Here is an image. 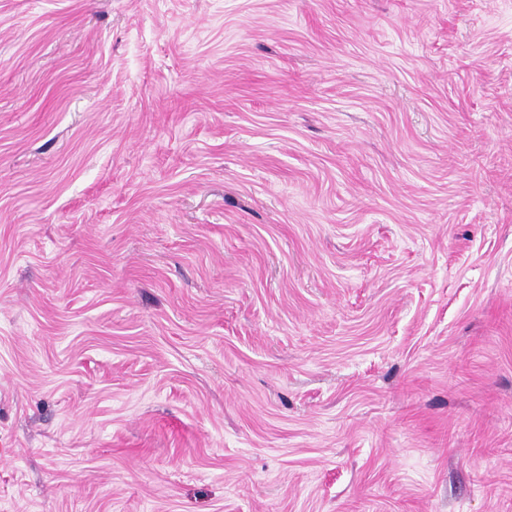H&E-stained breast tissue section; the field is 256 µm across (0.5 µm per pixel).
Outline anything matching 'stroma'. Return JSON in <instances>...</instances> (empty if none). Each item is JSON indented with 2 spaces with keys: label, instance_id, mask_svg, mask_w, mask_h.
<instances>
[{
  "label": "stroma",
  "instance_id": "stroma-1",
  "mask_svg": "<svg viewBox=\"0 0 512 512\" xmlns=\"http://www.w3.org/2000/svg\"><path fill=\"white\" fill-rule=\"evenodd\" d=\"M0 512H512V0H0Z\"/></svg>",
  "mask_w": 512,
  "mask_h": 512
}]
</instances>
